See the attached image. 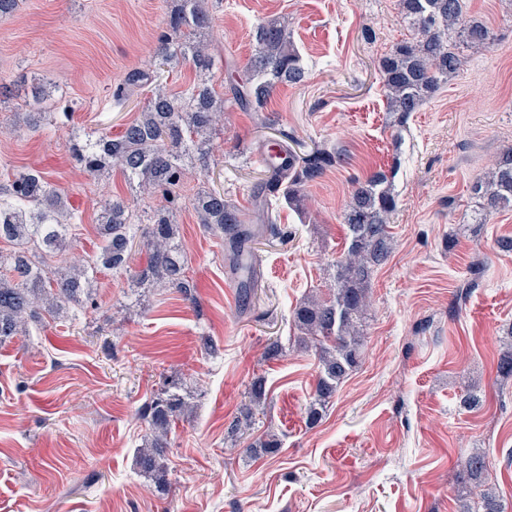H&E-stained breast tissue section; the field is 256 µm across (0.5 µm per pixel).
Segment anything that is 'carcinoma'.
<instances>
[{
	"instance_id": "carcinoma-1",
	"label": "carcinoma",
	"mask_w": 512,
	"mask_h": 512,
	"mask_svg": "<svg viewBox=\"0 0 512 512\" xmlns=\"http://www.w3.org/2000/svg\"><path fill=\"white\" fill-rule=\"evenodd\" d=\"M463 4L464 0H400L413 37L394 45L379 62L387 108L399 123H405L441 81L457 73L463 49L481 48L493 41L487 25L464 17ZM211 26L212 15L205 0H179L154 58L163 67L191 61L197 80L177 98L150 89L142 112L119 136L101 134L73 148L75 161L89 175L109 174L117 167L140 192L162 195L165 204L154 211L147 224H141L125 199L106 201L99 224V251L79 267L55 272L49 268L48 258L65 250L74 218L61 192L33 171L19 174L8 184L0 183V239L16 246L7 257L0 253V266L7 265L11 272L0 276V345L26 335L27 320L43 312L51 316L70 312L75 318L85 312L94 302L92 287L102 269L128 272L138 288H176L187 301L195 302L174 214L182 207L185 159L194 156L207 164L212 150L210 135L224 122V95L209 79L214 57L200 40L201 33ZM255 42L249 66L230 82L234 101L251 112L263 109L278 85L299 84L305 77L301 56L285 23L273 20L259 25ZM149 80L151 76L135 71L115 97L121 101L143 91ZM46 97L44 88H33L32 100L25 103L31 108L26 114L29 128L38 129L45 120L42 104ZM282 151L285 159L281 172L271 174L265 189L299 210L304 206L306 185L321 178L340 157L321 148L303 156L289 147ZM385 182L386 175L375 172L353 185L344 214L347 247L336 262L333 300L326 303L312 297L294 312L296 326L318 345L320 371L308 410L313 423L320 416V408L362 361L363 318L369 307L371 274L392 249L388 224L397 199L384 187ZM473 193L481 200L480 224L496 211L512 207V151L494 162L487 178L474 184ZM192 207L200 224L231 248L239 296L244 304L252 303L258 271L254 251L244 250V245L253 241L254 234L241 219L240 208L214 190L198 192ZM255 222L275 223L271 201L255 198ZM137 237L148 251V261L134 268L132 247ZM248 394L249 405L243 411L247 422L267 402L264 378L253 379ZM190 409L191 404L174 383L161 387L141 408L139 414L148 432L144 447L136 453L140 471L162 479L171 423ZM241 421L231 423V433L239 432ZM463 470L468 479L482 486L483 512H503L496 488L485 476V456L472 453Z\"/></svg>"
}]
</instances>
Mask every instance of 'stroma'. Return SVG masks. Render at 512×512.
Returning a JSON list of instances; mask_svg holds the SVG:
<instances>
[{"label": "stroma", "mask_w": 512, "mask_h": 512, "mask_svg": "<svg viewBox=\"0 0 512 512\" xmlns=\"http://www.w3.org/2000/svg\"><path fill=\"white\" fill-rule=\"evenodd\" d=\"M496 34L398 125L387 110L380 58L410 37L399 0H209L202 38L244 68L257 26L288 22L305 66L264 112L234 104L212 139L207 170L183 184L177 215L196 304L175 289L138 288L102 271L97 304L79 321L44 317L0 348V512H478L461 463L485 453L503 512H512V378L498 361L512 338V209L474 221L473 183L512 150V0H464ZM174 0H21L0 18V83L45 85L55 117L26 130L20 100L0 104V182L36 169L77 216L69 256L88 257L106 199L139 215L161 200L133 198L123 175L93 177L72 148L88 134L118 135L143 97L116 101L168 29ZM341 160L307 186L303 212L278 206L275 232L256 243L262 286L242 306L222 241L188 200L215 188L252 218L270 142ZM388 175L398 208L392 250L370 282L363 359L317 423L307 408L319 375L294 325L311 294L330 298L346 245L351 184ZM282 352L267 357L271 342ZM264 377L267 406L236 437L230 423ZM194 405L173 427L163 481L135 465L146 433L138 410L165 381ZM476 401L464 407L467 382ZM274 431L278 452L249 450Z\"/></svg>", "instance_id": "obj_1"}]
</instances>
